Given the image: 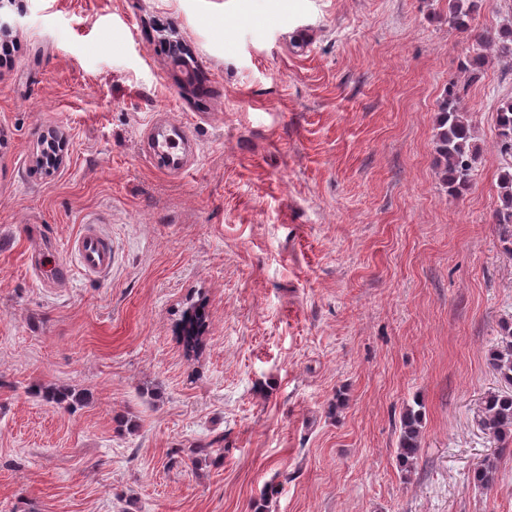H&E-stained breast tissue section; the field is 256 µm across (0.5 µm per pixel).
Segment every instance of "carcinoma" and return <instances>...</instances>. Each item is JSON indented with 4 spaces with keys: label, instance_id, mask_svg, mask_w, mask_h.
Wrapping results in <instances>:
<instances>
[{
    "label": "carcinoma",
    "instance_id": "obj_1",
    "mask_svg": "<svg viewBox=\"0 0 512 512\" xmlns=\"http://www.w3.org/2000/svg\"><path fill=\"white\" fill-rule=\"evenodd\" d=\"M483 0H448V27L473 38V54L460 64L461 71L471 84L481 78L489 54L512 62V22L486 27L478 32L472 29L474 15ZM497 145L499 152L512 157V97L500 101L496 110ZM435 151L440 180L448 194L460 195L468 190L481 156L468 120L461 90L450 84L438 104L435 127ZM498 225L502 249L512 255V163L503 166L498 175V206L493 213ZM207 327V316L202 307L187 311L182 320V340L187 351L197 349ZM500 341L488 353L489 363L505 385V389L491 392L485 398L482 424L494 439L502 444L500 452L512 443V319L500 323ZM43 399L60 409L69 410L83 401L80 395L58 389H46ZM421 410L408 406L402 414L396 458L403 471H412L422 443ZM498 473V457L488 458L474 470L472 480L479 487L490 489Z\"/></svg>",
    "mask_w": 512,
    "mask_h": 512
}]
</instances>
